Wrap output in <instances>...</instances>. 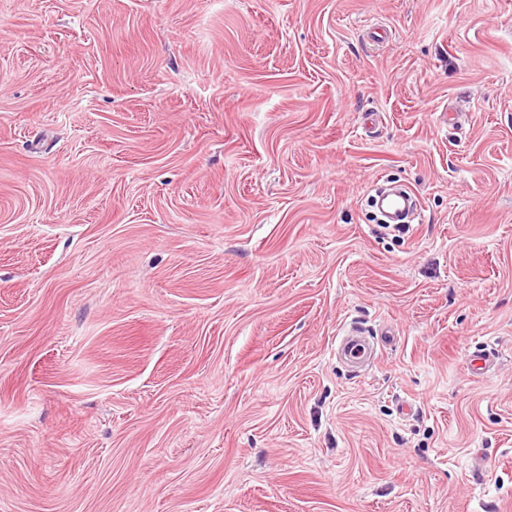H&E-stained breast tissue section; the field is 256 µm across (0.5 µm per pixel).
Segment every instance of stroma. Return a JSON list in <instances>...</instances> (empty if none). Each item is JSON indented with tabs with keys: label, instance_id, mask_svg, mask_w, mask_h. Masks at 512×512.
Segmentation results:
<instances>
[{
	"label": "stroma",
	"instance_id": "obj_1",
	"mask_svg": "<svg viewBox=\"0 0 512 512\" xmlns=\"http://www.w3.org/2000/svg\"><path fill=\"white\" fill-rule=\"evenodd\" d=\"M0 512H512V0H0ZM381 206L396 218L401 217L410 208H413L414 211L418 208L415 197L407 191L402 195L388 196L382 199ZM365 334L357 327L351 326L340 336L338 352L341 351L350 360L359 361L367 358L368 346L360 335Z\"/></svg>",
	"mask_w": 512,
	"mask_h": 512
}]
</instances>
